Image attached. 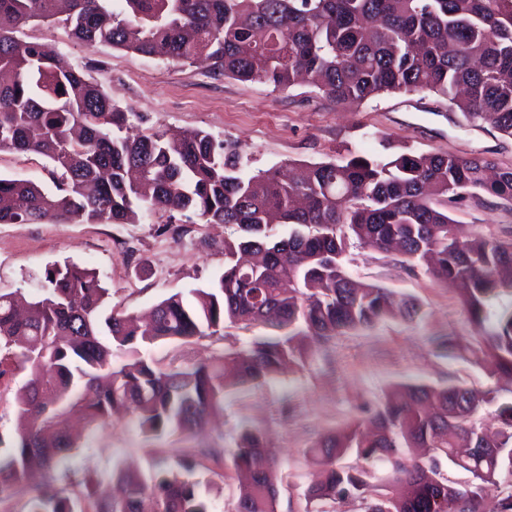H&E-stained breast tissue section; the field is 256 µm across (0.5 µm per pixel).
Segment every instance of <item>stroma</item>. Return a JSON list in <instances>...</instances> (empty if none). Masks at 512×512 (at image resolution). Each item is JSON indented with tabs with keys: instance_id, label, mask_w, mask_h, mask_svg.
I'll list each match as a JSON object with an SVG mask.
<instances>
[{
	"instance_id": "35a3bbf8",
	"label": "stroma",
	"mask_w": 512,
	"mask_h": 512,
	"mask_svg": "<svg viewBox=\"0 0 512 512\" xmlns=\"http://www.w3.org/2000/svg\"><path fill=\"white\" fill-rule=\"evenodd\" d=\"M87 78L101 82L113 100L142 113L147 127L201 129L238 146L240 167L253 174L289 163L343 160L348 154L481 152L512 167V139L466 123L446 99L422 92L385 95L346 110L305 85L287 91L258 81L217 77L204 66L144 56L109 45L85 47L56 23L28 30ZM0 175L35 180L54 190L47 159L0 152ZM462 236L512 239V205L485 196L449 204ZM231 227L142 216L132 224H90L77 218L39 224H0V292L42 295L46 267L72 262L95 269L112 292L115 311L141 313L177 293L208 287L224 269V239ZM354 277L411 295L423 315L412 323L388 320L374 328L336 336L313 351L303 369L284 370L257 385L230 390L224 414L186 435L152 440L130 414L105 425L78 427L71 465L111 491L115 465L148 468L146 449L174 455L209 447H233L240 421L264 430L281 477L277 512H304L302 492L316 468L304 456L326 431L360 415L362 407L407 383H456L482 391L492 381L478 355H440L434 340L471 336L455 285L435 282L424 270L407 273L394 256L350 248Z\"/></svg>"
}]
</instances>
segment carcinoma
I'll return each mask as SVG.
<instances>
[{
	"label": "carcinoma",
	"instance_id": "carcinoma-1",
	"mask_svg": "<svg viewBox=\"0 0 512 512\" xmlns=\"http://www.w3.org/2000/svg\"><path fill=\"white\" fill-rule=\"evenodd\" d=\"M56 22L87 47L108 44L177 62H208L217 76L261 80L286 91L301 76L337 105L381 94L444 96L472 123L512 138V0H0V151L34 152L59 172L57 192L35 180L0 178V224L78 215L129 224L136 210L190 213L225 224L224 272L207 288L156 304L141 329L133 315L105 314L111 293L99 274L77 264L45 270V288L19 313L0 293V382L28 372L14 391L15 426L0 432V512H211L194 478L198 457L249 473L233 512H276L278 472L261 429L242 424L233 448L164 455L150 448L149 475L123 467L112 477L124 497L96 496L97 479L66 461L74 450L69 413L88 426L117 411L133 414L152 439L191 432L224 410L231 388L259 384L286 363L304 364L302 337L320 346L334 336L421 312L411 297L357 281L352 246L422 262L438 282L458 284L493 379L512 376V241L462 239L448 203L490 196L512 204V168L482 153L401 152L385 158L296 164L246 175L239 151L202 130L170 136L133 132L136 113L103 85L46 52L26 28ZM288 229L281 233L276 227ZM271 333L209 362L191 346L226 325ZM177 343L166 364L138 344ZM458 357L461 337L437 340ZM129 357L112 365L113 350ZM492 406L488 435L479 408ZM321 479L307 503H359L360 512H512V401L496 387L477 394L458 384L402 386L306 451ZM469 474L464 484L444 465ZM34 466L56 485L16 499ZM380 467L392 472L376 483Z\"/></svg>",
	"mask_w": 512,
	"mask_h": 512
}]
</instances>
